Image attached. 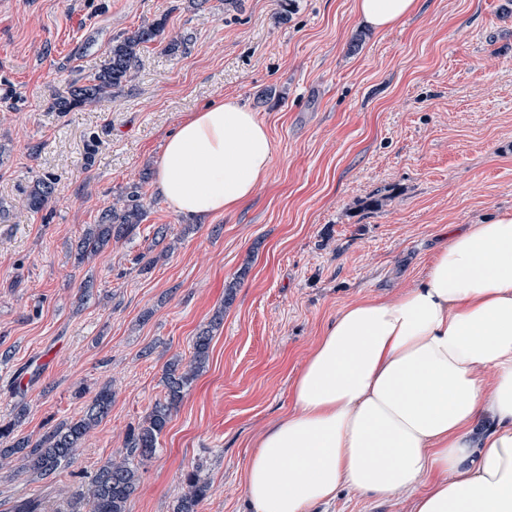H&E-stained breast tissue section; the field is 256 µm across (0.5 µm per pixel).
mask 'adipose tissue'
Returning a JSON list of instances; mask_svg holds the SVG:
<instances>
[{
	"label": "adipose tissue",
	"instance_id": "obj_1",
	"mask_svg": "<svg viewBox=\"0 0 512 512\" xmlns=\"http://www.w3.org/2000/svg\"><path fill=\"white\" fill-rule=\"evenodd\" d=\"M354 8L386 30L418 5ZM272 154L264 123L229 97L167 134L157 187L187 219L231 213ZM342 487L413 493L412 512H512V214L455 231L396 299L342 310L246 466L248 512H310Z\"/></svg>",
	"mask_w": 512,
	"mask_h": 512
}]
</instances>
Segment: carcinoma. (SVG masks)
I'll use <instances>...</instances> for the list:
<instances>
[{
  "instance_id": "carcinoma-1",
  "label": "carcinoma",
  "mask_w": 512,
  "mask_h": 512,
  "mask_svg": "<svg viewBox=\"0 0 512 512\" xmlns=\"http://www.w3.org/2000/svg\"><path fill=\"white\" fill-rule=\"evenodd\" d=\"M161 43L171 54L176 53L183 44L181 40H165V22L162 20L141 25L112 38L107 65L89 78H72L66 93L55 99L52 108L65 113L111 97L131 79L142 52L151 44ZM53 195V182L40 179L28 194L25 207L40 212L52 201ZM141 199V186L135 184L121 198L122 206L112 205L103 209L98 222L88 227L78 243V261L82 263L93 258L110 242L133 235L146 217ZM211 340L210 331L199 333L193 342L194 353L190 364L184 367L174 361L167 366L164 397L152 405L142 424L127 435L123 456L100 466L88 493L71 498L66 512H128V503L139 487L140 469L156 455L159 437L173 411L207 363ZM111 408L112 390L102 388L82 417L57 425L35 444L15 436L17 423L0 424V440L8 443V447L0 448V460L19 454L29 462L30 470L37 478L49 476L74 458L83 437L108 416ZM186 485L187 491L178 498L174 512H198L205 498L206 486L199 482L196 472L187 474Z\"/></svg>"
}]
</instances>
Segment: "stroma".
Wrapping results in <instances>:
<instances>
[{
    "mask_svg": "<svg viewBox=\"0 0 512 512\" xmlns=\"http://www.w3.org/2000/svg\"><path fill=\"white\" fill-rule=\"evenodd\" d=\"M353 2L0 0V421L35 442L102 387L113 396L53 475L0 465V512L31 496L62 510L87 491L216 317L129 512H173L193 469L199 512H245L246 463L337 314L416 285L453 225L512 213V0H419L384 32ZM161 18L182 51L150 46L122 92L52 110L73 75L107 64L113 36ZM228 96L264 123L273 158L246 204L198 224L151 175L167 133ZM42 178L54 198L33 213ZM136 182L147 217L133 239L77 263L87 225ZM152 245L174 251L140 271ZM410 509L405 494L343 488L317 512ZM53 195V182L49 179H40L28 194L25 207L33 212H40L52 201Z\"/></svg>",
    "mask_w": 512,
    "mask_h": 512,
    "instance_id": "stroma-1",
    "label": "stroma"
}]
</instances>
